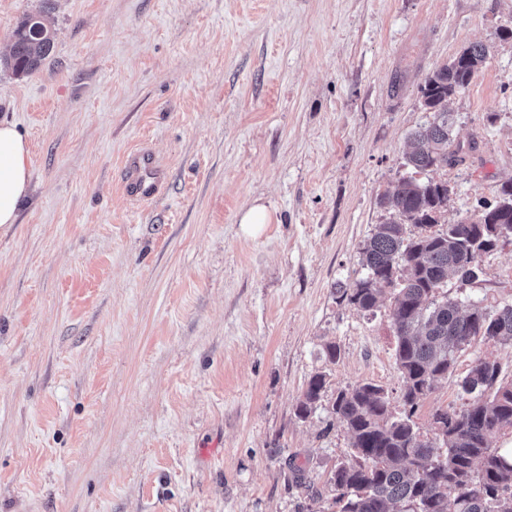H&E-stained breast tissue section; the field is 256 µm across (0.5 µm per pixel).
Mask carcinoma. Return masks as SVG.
Segmentation results:
<instances>
[{
	"instance_id": "carcinoma-1",
	"label": "carcinoma",
	"mask_w": 512,
	"mask_h": 512,
	"mask_svg": "<svg viewBox=\"0 0 512 512\" xmlns=\"http://www.w3.org/2000/svg\"><path fill=\"white\" fill-rule=\"evenodd\" d=\"M48 29L42 13L25 15L0 66L16 75L36 72L54 47ZM487 56V47L474 43L425 78L421 93L430 120L409 136L408 172L380 198L388 217L362 249L364 275L350 288L335 285L340 299L365 312L391 297L395 359L412 410L448 376L455 354L476 339L512 345V305L493 314L476 304L463 311L442 292L450 276L462 284L477 281L484 256L512 235V181L478 214L445 224L448 182L415 178L465 162L451 136L448 100L470 85ZM409 225L418 232H408ZM500 373L496 360L477 359L461 383L466 406L436 411L433 439L418 433L411 414H392L382 387L362 383L339 391L332 413L345 423L353 448L329 478L339 491V512H512V450L488 441L493 432L512 428V383L499 382ZM327 384L324 372L310 378L297 407L300 418L317 408Z\"/></svg>"
}]
</instances>
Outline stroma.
Masks as SVG:
<instances>
[{"instance_id": "1", "label": "stroma", "mask_w": 512, "mask_h": 512, "mask_svg": "<svg viewBox=\"0 0 512 512\" xmlns=\"http://www.w3.org/2000/svg\"><path fill=\"white\" fill-rule=\"evenodd\" d=\"M41 10L50 56L0 70V122L30 151L0 229V512H332L353 454L337 393L370 382L404 410L390 301L364 312L335 285L430 118L426 75L475 42L487 59L448 105L466 161L419 179L451 186L448 223L512 180V0H0V58ZM141 149L166 170L144 203L122 191ZM482 268L449 296L511 305L512 236ZM481 357L512 380V346L472 342L421 435ZM327 384V374L324 372H318L310 378L297 407L300 418H307L317 408Z\"/></svg>"}]
</instances>
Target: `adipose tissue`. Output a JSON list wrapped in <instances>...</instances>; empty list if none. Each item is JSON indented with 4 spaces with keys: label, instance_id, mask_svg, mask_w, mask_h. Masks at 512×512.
I'll return each instance as SVG.
<instances>
[{
    "label": "adipose tissue",
    "instance_id": "adipose-tissue-1",
    "mask_svg": "<svg viewBox=\"0 0 512 512\" xmlns=\"http://www.w3.org/2000/svg\"><path fill=\"white\" fill-rule=\"evenodd\" d=\"M29 149L14 126L0 123V227L14 224L29 190Z\"/></svg>",
    "mask_w": 512,
    "mask_h": 512
}]
</instances>
